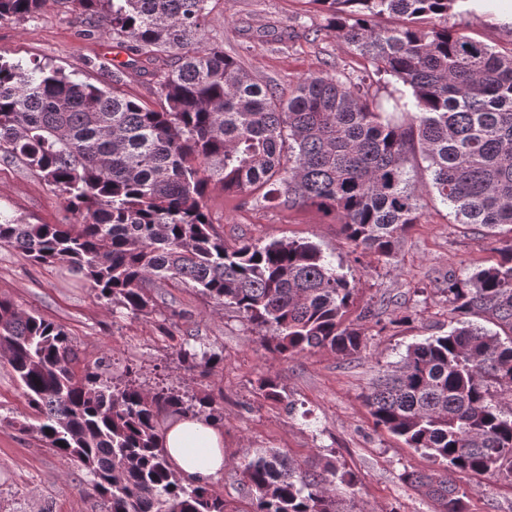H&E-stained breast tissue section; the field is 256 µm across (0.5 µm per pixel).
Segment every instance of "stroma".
Returning <instances> with one entry per match:
<instances>
[{"label": "stroma", "mask_w": 512, "mask_h": 512, "mask_svg": "<svg viewBox=\"0 0 512 512\" xmlns=\"http://www.w3.org/2000/svg\"><path fill=\"white\" fill-rule=\"evenodd\" d=\"M210 7L208 37L222 42L260 85L285 89L302 75L331 68L355 77L368 66L327 29L311 0H211ZM448 23L512 53V25L493 14H452ZM0 56L48 63L93 84L101 69L128 59L109 37L80 36L73 12L53 4L25 22L0 21ZM419 204L421 221L393 257L369 255L358 263L336 216L317 207L244 205L218 187L207 196L226 246L242 239L309 241L339 272L355 278L347 320L361 329L365 346L351 358L327 350L280 358L233 308L169 281L154 286L150 314L133 316L98 299L89 282L64 265L27 261L6 245L0 247V299L61 325L81 363L100 365L104 379H132L147 390L168 386L211 399L224 414L225 456L224 472L211 488L240 512L251 507L240 472L259 448L309 462L336 459L357 479L355 487L337 489L356 512H439L436 501L400 479L407 470H429L431 461L376 428L364 396L409 345L447 331L448 306L434 279L470 275L495 265L501 255L498 238L455 223L434 195L421 192ZM0 207L32 224L74 221L58 193L16 161L0 160ZM382 298L388 303L383 313L367 314ZM184 343L219 354V363L206 372L186 370L177 356ZM266 374L277 378L293 409L258 394L257 381ZM37 422L23 387L0 357V512H106L92 475L49 449L34 430ZM454 480L467 494L469 512H512V482L470 473Z\"/></svg>", "instance_id": "obj_1"}]
</instances>
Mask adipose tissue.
Masks as SVG:
<instances>
[{"instance_id": "adipose-tissue-1", "label": "adipose tissue", "mask_w": 512, "mask_h": 512, "mask_svg": "<svg viewBox=\"0 0 512 512\" xmlns=\"http://www.w3.org/2000/svg\"><path fill=\"white\" fill-rule=\"evenodd\" d=\"M164 448L185 482L204 485L224 470V432L204 419L175 420L164 434Z\"/></svg>"}]
</instances>
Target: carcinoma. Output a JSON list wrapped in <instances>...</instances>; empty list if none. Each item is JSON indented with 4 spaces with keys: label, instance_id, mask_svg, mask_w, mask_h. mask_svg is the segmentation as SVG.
I'll return each mask as SVG.
<instances>
[{
    "label": "carcinoma",
    "instance_id": "cac0c4a2",
    "mask_svg": "<svg viewBox=\"0 0 512 512\" xmlns=\"http://www.w3.org/2000/svg\"><path fill=\"white\" fill-rule=\"evenodd\" d=\"M73 6L82 34L108 35L130 53L111 81L75 80L49 64L0 57V157L21 161L62 197L73 224H28L0 211V245L36 263H61L132 315L150 313L151 286L176 280L234 308L284 358L327 349L342 358L364 340L345 324L355 286L309 241L243 240L228 248L215 228L209 187L269 207L333 212L360 256L390 257L420 223L407 167L419 154L428 192L489 236L512 233V55L448 28L464 0H312L350 52L372 70L297 78L288 93L262 87L222 45L207 41L210 0H55ZM46 0H0V21H25ZM401 24L381 25L385 16ZM166 66L159 108L111 88L128 69ZM401 84L382 101L374 78ZM455 326L411 345L366 396L376 427L432 462L401 479L466 512L455 472L512 482V237L497 264L437 285ZM483 315L498 330L470 324ZM0 353L39 414L50 449L94 477L109 512H237L210 486L169 464L161 413H223L173 388L145 390L76 370L59 325L0 299ZM190 370L216 353L180 347ZM259 394L285 399L276 378ZM354 475L328 459L310 470L259 450L243 465L253 512H342L336 485Z\"/></svg>",
    "mask_w": 512,
    "mask_h": 512
}]
</instances>
